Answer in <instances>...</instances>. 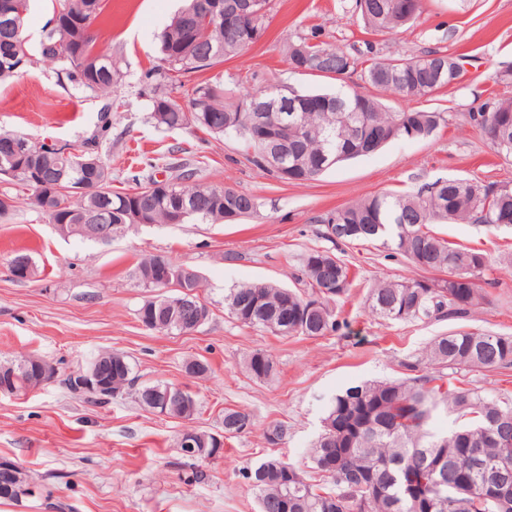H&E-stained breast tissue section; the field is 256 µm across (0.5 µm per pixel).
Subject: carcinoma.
<instances>
[{
  "label": "carcinoma",
  "mask_w": 512,
  "mask_h": 512,
  "mask_svg": "<svg viewBox=\"0 0 512 512\" xmlns=\"http://www.w3.org/2000/svg\"><path fill=\"white\" fill-rule=\"evenodd\" d=\"M213 0H185V6L159 35L161 71L204 74L257 43L265 34L268 12L237 20L227 12L206 18ZM29 5L24 12L0 17V83L33 63L25 35ZM355 10L374 33H393L416 21L420 11L405 8V0H355ZM57 23L46 25L38 53L57 63L88 92L109 96L117 79L112 54L95 50L102 37L97 24L101 0H55ZM288 67L320 77L347 75L361 69L371 87L407 99L431 97L445 89L435 82L432 65L446 60L458 67L461 58L429 51L409 57L368 59L333 48L314 28L284 48ZM187 105L168 92L152 98L150 120L164 132L196 128L242 140L245 160L282 182L314 180L336 164L369 155L398 139L427 138L447 124L437 111H389L377 98L308 93L297 96V125L284 136L288 173H279L264 154L262 136L250 126L256 106H270L286 94L277 87L235 95L219 81L206 79L176 87ZM471 125L497 153L512 156V101H496L470 116ZM134 176L135 187L112 190V168L92 147L59 158L53 144L35 143L20 133L0 131V176L32 191L28 204L57 223L88 224L77 234L95 240L94 224L112 225V237L142 220L150 224H206L229 221L258 212V198L232 187L200 181L199 169L187 158L167 156L171 183L163 194L152 189L153 169ZM79 187L76 193L71 188ZM512 222V187L486 185L467 178L438 179L414 193L382 192L329 211L317 219L322 237L342 242L383 241L417 269L433 277L379 281L369 294L372 315L388 321L448 320L470 316L484 299L482 285H495L483 253L438 236L430 224L450 220L497 228ZM185 264L161 255H146L137 264L140 286L155 291L138 309V318L158 333L183 332L169 325L148 324L150 309L181 298L156 284L161 266ZM305 288L291 290L263 283L239 285L224 295V309L245 327L266 329L280 336L318 337L340 329L332 303L352 286L350 267L330 249H313L302 262ZM112 358V392L134 387L136 376L119 353ZM404 378L367 381L336 394L323 418L322 431L310 451L311 469L321 481L278 457L247 471L256 490L260 512H512V443H502L494 423L512 420V399L485 390L462 389L452 374L462 369L496 371L512 367V336L480 331H453L435 337L412 360L402 363ZM251 378L264 382L276 373L273 357L251 352L243 362ZM455 417L446 433L432 429L438 414ZM251 424L250 415L224 409V435L240 433L235 423ZM198 458L209 459L212 434L196 431ZM286 428L271 422L264 430L269 444H280Z\"/></svg>",
  "instance_id": "cac0c4a2"
}]
</instances>
